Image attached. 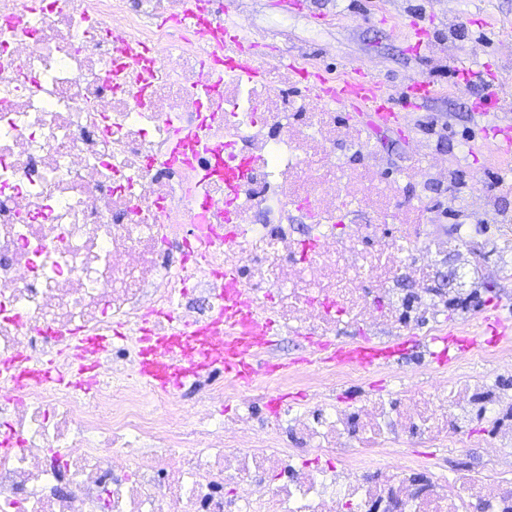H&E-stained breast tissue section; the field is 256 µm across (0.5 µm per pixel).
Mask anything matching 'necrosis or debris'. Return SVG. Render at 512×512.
Wrapping results in <instances>:
<instances>
[{
	"label": "necrosis or debris",
	"mask_w": 512,
	"mask_h": 512,
	"mask_svg": "<svg viewBox=\"0 0 512 512\" xmlns=\"http://www.w3.org/2000/svg\"><path fill=\"white\" fill-rule=\"evenodd\" d=\"M200 2L185 29L184 0H0V512H512V338L424 365L449 308L467 331L487 282L512 281V208L478 175L461 206L413 127L395 177L274 55L254 80L225 66L205 118L201 32L224 0ZM428 210L487 225L479 252L431 235ZM237 287L309 346L408 336L420 368L347 404L362 366L317 360L286 377L307 404L273 414L260 381L201 374L191 405L151 389L143 326L238 335L215 312ZM90 364L94 386L74 387ZM479 421L468 481L407 454H462Z\"/></svg>",
	"instance_id": "necrosis-or-debris-1"
}]
</instances>
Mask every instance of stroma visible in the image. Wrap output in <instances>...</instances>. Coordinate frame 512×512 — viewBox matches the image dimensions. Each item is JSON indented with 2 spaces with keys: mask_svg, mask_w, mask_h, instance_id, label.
<instances>
[{
  "mask_svg": "<svg viewBox=\"0 0 512 512\" xmlns=\"http://www.w3.org/2000/svg\"><path fill=\"white\" fill-rule=\"evenodd\" d=\"M378 0H254L253 21L271 43L308 53L319 68L345 64L371 68L373 76L392 86L407 71L431 80L436 95L413 111V119L428 123L451 121L462 142L448 146L449 156L468 162L485 159L482 142L491 140L489 125L512 121V98L492 87L488 78L462 84L445 48L512 30V0H393L389 14ZM425 29L428 50L416 51L415 28Z\"/></svg>",
  "mask_w": 512,
  "mask_h": 512,
  "instance_id": "obj_1",
  "label": "stroma"
}]
</instances>
